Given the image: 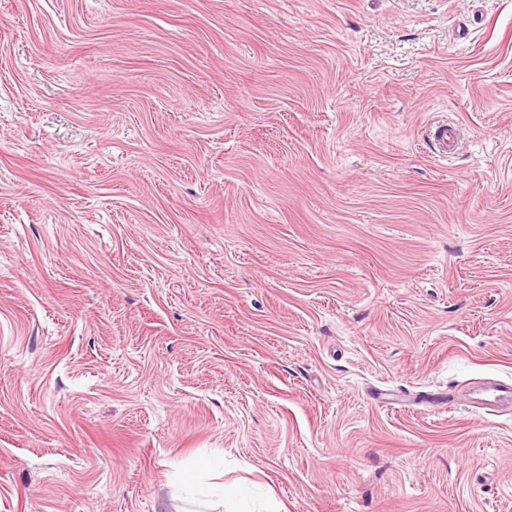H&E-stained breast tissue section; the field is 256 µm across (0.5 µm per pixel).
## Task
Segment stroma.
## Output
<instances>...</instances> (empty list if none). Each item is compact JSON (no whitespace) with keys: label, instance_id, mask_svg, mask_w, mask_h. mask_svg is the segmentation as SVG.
<instances>
[{"label":"stroma","instance_id":"obj_1","mask_svg":"<svg viewBox=\"0 0 512 512\" xmlns=\"http://www.w3.org/2000/svg\"><path fill=\"white\" fill-rule=\"evenodd\" d=\"M487 381L512 0H0V512H512Z\"/></svg>","mask_w":512,"mask_h":512}]
</instances>
